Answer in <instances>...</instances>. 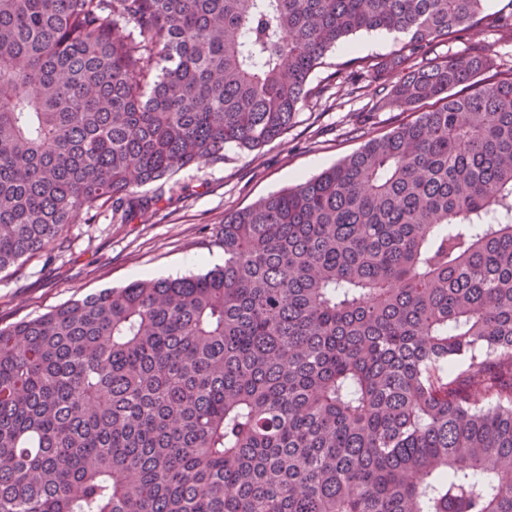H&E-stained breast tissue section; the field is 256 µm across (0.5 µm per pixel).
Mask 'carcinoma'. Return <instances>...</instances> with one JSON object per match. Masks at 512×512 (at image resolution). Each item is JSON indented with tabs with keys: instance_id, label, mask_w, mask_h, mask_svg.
Returning a JSON list of instances; mask_svg holds the SVG:
<instances>
[{
	"instance_id": "cac0c4a2",
	"label": "carcinoma",
	"mask_w": 512,
	"mask_h": 512,
	"mask_svg": "<svg viewBox=\"0 0 512 512\" xmlns=\"http://www.w3.org/2000/svg\"><path fill=\"white\" fill-rule=\"evenodd\" d=\"M483 5L0 0V271L279 138L356 32L438 103L225 216L224 265L0 327V512H512V76L423 62Z\"/></svg>"
}]
</instances>
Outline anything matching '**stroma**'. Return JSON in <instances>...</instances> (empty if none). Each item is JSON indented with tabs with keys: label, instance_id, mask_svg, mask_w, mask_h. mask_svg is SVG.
Here are the masks:
<instances>
[{
	"label": "stroma",
	"instance_id": "obj_1",
	"mask_svg": "<svg viewBox=\"0 0 512 512\" xmlns=\"http://www.w3.org/2000/svg\"><path fill=\"white\" fill-rule=\"evenodd\" d=\"M405 40L380 31L350 36L312 73L310 93L279 139L257 151L226 147L223 159L139 188L122 211L101 202L91 214H80L64 242L0 272V327L105 288L223 264L216 236L227 214L313 177L369 137L414 119V112L384 106L364 79L336 76L348 60L387 55ZM474 43L488 45L494 60L483 81L512 73L511 28L483 31Z\"/></svg>",
	"mask_w": 512,
	"mask_h": 512
}]
</instances>
